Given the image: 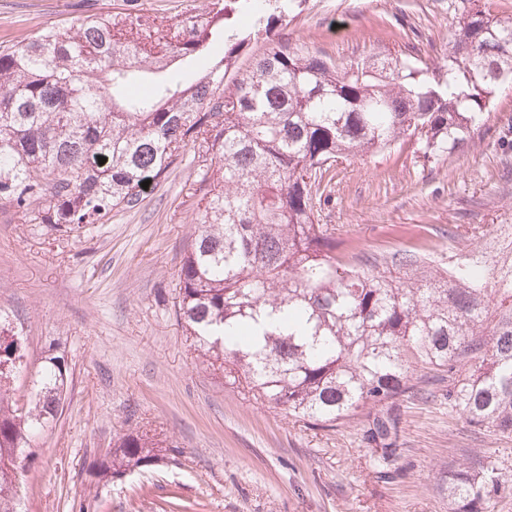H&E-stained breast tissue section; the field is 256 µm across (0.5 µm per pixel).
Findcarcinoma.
<instances>
[{"mask_svg": "<svg viewBox=\"0 0 512 512\" xmlns=\"http://www.w3.org/2000/svg\"><path fill=\"white\" fill-rule=\"evenodd\" d=\"M297 0H211L156 38L116 37L112 16L57 26L0 51V208L56 229L101 224L201 158V213L182 260L176 314L224 385L307 428L358 419L378 473L401 475V404L431 383L465 422L512 437V258L439 272L426 255L370 260L313 223L334 163L415 139L426 158L482 128L512 73V16L459 21L448 65L375 54L340 67L279 42L240 58ZM161 42L153 53L147 45ZM224 53L216 55L217 45ZM206 62L193 77L184 70ZM106 162L99 163V158ZM385 270H379L381 266ZM23 354L0 335V512H20L19 469L67 393L49 356L26 400ZM168 440L131 432L90 464L116 476L168 459ZM481 457L448 467L450 512H487L511 488Z\"/></svg>", "mask_w": 512, "mask_h": 512, "instance_id": "carcinoma-1", "label": "carcinoma"}]
</instances>
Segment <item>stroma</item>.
<instances>
[{"instance_id":"1","label":"stroma","mask_w":512,"mask_h":512,"mask_svg":"<svg viewBox=\"0 0 512 512\" xmlns=\"http://www.w3.org/2000/svg\"><path fill=\"white\" fill-rule=\"evenodd\" d=\"M208 0H0V47L50 25L112 15L166 26ZM512 16V0H302L276 31L299 53L349 65L382 53L445 64L459 20ZM512 88L479 135L426 160L415 141L336 165L317 220L368 256L425 250L435 268L512 224ZM197 163L186 159L139 209L62 231L0 210V317L26 363L64 356L63 408L19 475L22 512H449L440 478L481 456L512 479V438L473 430L441 392L404 401V475L378 479L356 420L312 430L224 386L175 314L195 235ZM153 431L169 460L91 484L88 463L124 434Z\"/></svg>"}]
</instances>
